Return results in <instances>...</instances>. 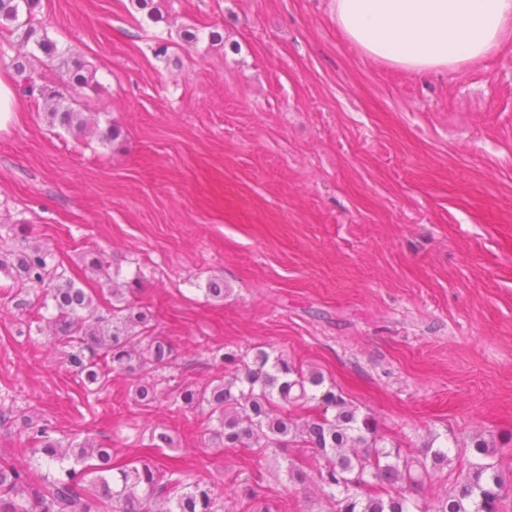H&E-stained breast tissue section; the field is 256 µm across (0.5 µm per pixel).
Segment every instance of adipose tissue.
Returning a JSON list of instances; mask_svg holds the SVG:
<instances>
[{
	"mask_svg": "<svg viewBox=\"0 0 512 512\" xmlns=\"http://www.w3.org/2000/svg\"><path fill=\"white\" fill-rule=\"evenodd\" d=\"M331 14L366 55L419 73L479 65L512 33V0H332Z\"/></svg>",
	"mask_w": 512,
	"mask_h": 512,
	"instance_id": "1",
	"label": "adipose tissue"
}]
</instances>
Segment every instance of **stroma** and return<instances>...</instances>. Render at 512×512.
Segmentation results:
<instances>
[{"label": "stroma", "instance_id": "35a3bbf8", "mask_svg": "<svg viewBox=\"0 0 512 512\" xmlns=\"http://www.w3.org/2000/svg\"><path fill=\"white\" fill-rule=\"evenodd\" d=\"M33 14L96 68L79 101L121 136L49 125L0 37L19 116L0 132V224L52 248L78 287L96 286L90 258L108 261L182 379L219 377L220 347L283 353L388 436L493 432L512 480V39L420 74L364 55L328 0H173L156 26L129 0H37ZM185 24L220 25L223 45L184 46ZM11 285L0 274V402L114 465L223 482L251 512L235 478L259 449L207 448L201 410L137 404L144 371L84 386L41 302L19 335ZM155 429L174 448L150 446Z\"/></svg>", "mask_w": 512, "mask_h": 512}]
</instances>
